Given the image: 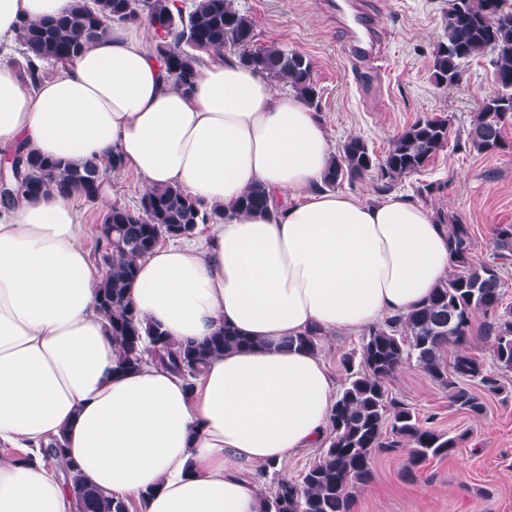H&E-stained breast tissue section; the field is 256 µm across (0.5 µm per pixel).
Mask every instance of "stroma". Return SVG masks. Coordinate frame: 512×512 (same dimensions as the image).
Returning <instances> with one entry per match:
<instances>
[{
	"label": "stroma",
	"instance_id": "1",
	"mask_svg": "<svg viewBox=\"0 0 512 512\" xmlns=\"http://www.w3.org/2000/svg\"><path fill=\"white\" fill-rule=\"evenodd\" d=\"M234 3L253 18L258 44H279L312 60L322 93L317 114L334 144L356 134L381 155L417 119L450 117L448 145L394 190L429 208L437 223L453 217L471 225L477 258L495 259L493 232L512 224V124L504 131L508 150L464 148L472 112L495 89L493 66L486 55L465 65L459 85H435L432 51L443 35L448 0H367L387 48L374 62L348 54L321 0ZM503 382L487 414L474 418L450 408L445 391L415 363L403 365L390 382L392 395L414 404L436 429L466 439L453 457L430 462L413 483L400 477L401 456H378L373 483L355 491L354 512H512V373Z\"/></svg>",
	"mask_w": 512,
	"mask_h": 512
}]
</instances>
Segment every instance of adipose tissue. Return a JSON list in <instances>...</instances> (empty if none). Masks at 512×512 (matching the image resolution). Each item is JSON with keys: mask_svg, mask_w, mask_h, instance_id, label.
<instances>
[{"mask_svg": "<svg viewBox=\"0 0 512 512\" xmlns=\"http://www.w3.org/2000/svg\"><path fill=\"white\" fill-rule=\"evenodd\" d=\"M70 3L0 0V43ZM153 33L113 26L34 86L1 59L0 151L116 153L144 189L223 206L202 243L141 258L131 297L175 341L227 324L261 344L211 360L192 388L150 360L116 372L85 245L97 228L56 193L19 198L0 212V512H73L62 474L25 461L59 436L89 481L142 512H259L243 466L322 447L336 399L323 359L284 340L313 326L360 334L450 271L448 231L428 208L323 187L332 142L298 96L232 58L205 60L178 87L147 47ZM255 185L267 209L237 211Z\"/></svg>", "mask_w": 512, "mask_h": 512, "instance_id": "1", "label": "adipose tissue"}]
</instances>
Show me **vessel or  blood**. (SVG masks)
<instances>
[{
  "mask_svg": "<svg viewBox=\"0 0 512 512\" xmlns=\"http://www.w3.org/2000/svg\"><path fill=\"white\" fill-rule=\"evenodd\" d=\"M324 6L344 30L345 47L351 56L370 60L383 55L384 48L362 0H325Z\"/></svg>",
  "mask_w": 512,
  "mask_h": 512,
  "instance_id": "vessel-or-blood-1",
  "label": "vessel or blood"
}]
</instances>
